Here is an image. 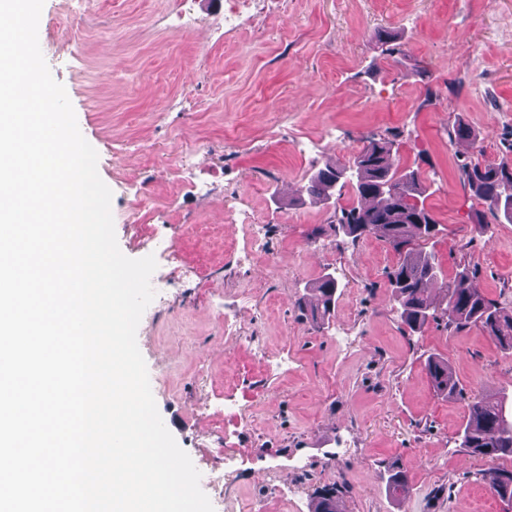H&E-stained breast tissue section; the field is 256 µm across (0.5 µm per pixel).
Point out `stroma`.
<instances>
[{
	"label": "stroma",
	"mask_w": 512,
	"mask_h": 512,
	"mask_svg": "<svg viewBox=\"0 0 512 512\" xmlns=\"http://www.w3.org/2000/svg\"><path fill=\"white\" fill-rule=\"evenodd\" d=\"M75 6L45 0L40 48L98 154L121 252L156 259L137 345L165 426L223 476L224 512H311L331 484L342 512H512L490 491L495 462L457 441L467 396L512 393V351L442 317L410 332L392 249L297 201L319 168L396 135L439 224L427 247L443 284L466 266L512 307V224L460 175L512 160V0H247L233 27L229 0H98L80 21ZM381 30L400 53H383ZM459 122L475 141L449 140ZM326 274L340 288L320 327L297 301ZM434 354L463 398L434 393ZM394 461L412 487L400 505L381 478Z\"/></svg>",
	"instance_id": "obj_1"
}]
</instances>
